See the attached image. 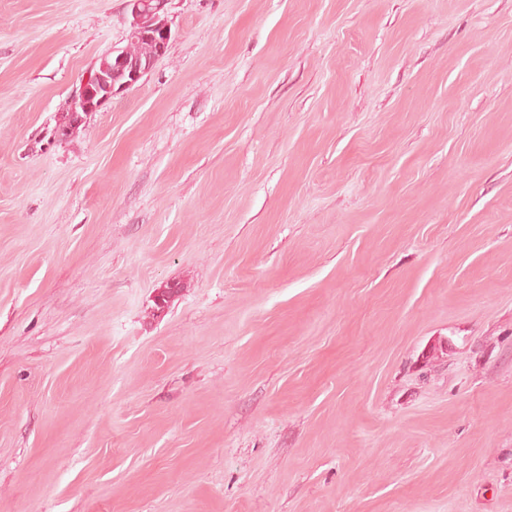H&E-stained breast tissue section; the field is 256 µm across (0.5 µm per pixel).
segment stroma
<instances>
[{
    "mask_svg": "<svg viewBox=\"0 0 512 512\" xmlns=\"http://www.w3.org/2000/svg\"><path fill=\"white\" fill-rule=\"evenodd\" d=\"M164 18L54 141L126 0H0V512H512V0Z\"/></svg>",
    "mask_w": 512,
    "mask_h": 512,
    "instance_id": "35a3bbf8",
    "label": "stroma"
}]
</instances>
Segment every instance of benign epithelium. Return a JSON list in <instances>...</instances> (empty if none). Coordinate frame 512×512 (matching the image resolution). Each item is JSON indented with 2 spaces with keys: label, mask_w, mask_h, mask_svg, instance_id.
Instances as JSON below:
<instances>
[{
  "label": "benign epithelium",
  "mask_w": 512,
  "mask_h": 512,
  "mask_svg": "<svg viewBox=\"0 0 512 512\" xmlns=\"http://www.w3.org/2000/svg\"><path fill=\"white\" fill-rule=\"evenodd\" d=\"M168 0H156L153 10H148L146 0H127L132 20L130 22V36L144 37L155 41L157 56L161 57L168 49L172 33L167 22L154 24L159 13L166 10ZM108 62L103 67L104 73H96L94 76L82 82L71 98L68 112L83 121V116L96 111L112 96L136 85L148 69L141 64L130 60L121 48H112L106 53ZM117 71L126 76V80L120 84L112 82V71Z\"/></svg>",
  "instance_id": "obj_1"
}]
</instances>
